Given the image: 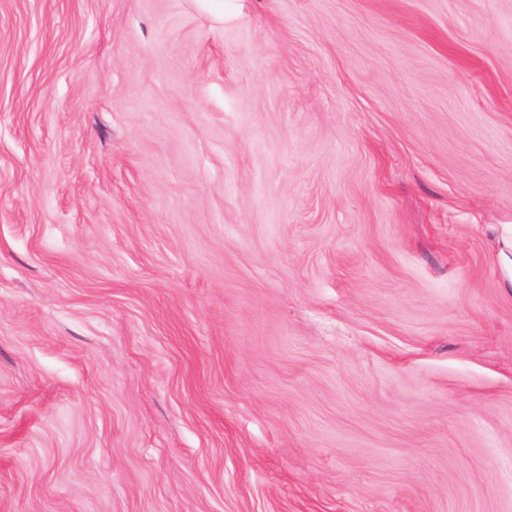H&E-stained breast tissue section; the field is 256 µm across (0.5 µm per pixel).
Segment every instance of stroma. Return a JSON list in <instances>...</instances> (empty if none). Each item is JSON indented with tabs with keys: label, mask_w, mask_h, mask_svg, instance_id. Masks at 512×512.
<instances>
[{
	"label": "stroma",
	"mask_w": 512,
	"mask_h": 512,
	"mask_svg": "<svg viewBox=\"0 0 512 512\" xmlns=\"http://www.w3.org/2000/svg\"><path fill=\"white\" fill-rule=\"evenodd\" d=\"M0 512H512V0H0Z\"/></svg>",
	"instance_id": "1"
}]
</instances>
